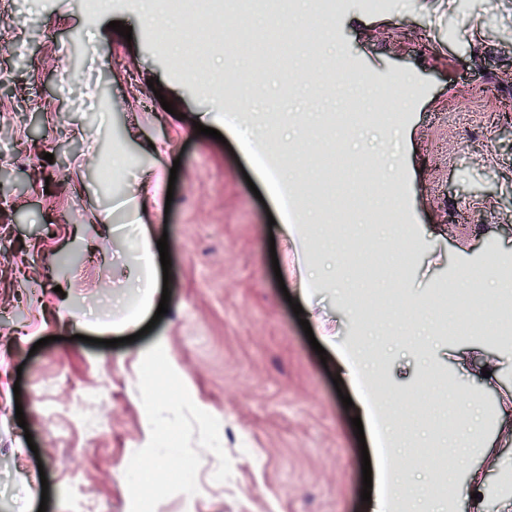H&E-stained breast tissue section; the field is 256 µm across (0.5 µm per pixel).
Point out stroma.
<instances>
[{
  "label": "stroma",
  "instance_id": "stroma-1",
  "mask_svg": "<svg viewBox=\"0 0 512 512\" xmlns=\"http://www.w3.org/2000/svg\"><path fill=\"white\" fill-rule=\"evenodd\" d=\"M143 7L112 0L90 13L75 0H0V512H84L97 502L111 512H376L380 481L361 499L363 461L380 465L373 432L356 438L357 410L340 399L357 398L356 386L312 349L293 299L337 342L368 336L393 394L385 415L406 443L397 471L431 503L434 451L420 441L442 443L453 430L432 420L439 397L512 404V364L485 378L489 338L455 327L467 280L512 278V0H339L331 34L314 0H294L274 20L230 17L226 27L256 33L275 25L302 69L283 77L259 43L247 61L255 81L232 92L215 86L238 63L223 30L204 31L212 51L200 67L182 53L181 22L163 0L151 18ZM112 21L130 26L131 38ZM13 41L23 54L6 51ZM63 66L73 74L66 88ZM349 80L393 101L394 112L314 134L328 113L358 111L338 95ZM221 97L248 103L242 121L255 135L289 139L281 162L305 189L301 223L325 224L314 188L330 171L382 168L385 258L346 264L359 181L336 195L339 237L296 253L268 223L280 214L277 197L225 126ZM198 121L220 139L197 134ZM135 192L157 206L136 213ZM142 224L168 240V312L113 348V319L138 305L127 263ZM346 268L382 298L373 318L328 283ZM308 271L318 282L304 299L298 281ZM440 288L458 298L444 314L433 304ZM452 349L460 361L449 360ZM190 395L200 413L167 424ZM90 420L99 423L92 433ZM152 430L171 451L147 482L131 483L133 465L151 466ZM487 434L489 451L449 464L455 512H473L475 468L485 478L482 512H502L512 437ZM189 465L190 496L179 476Z\"/></svg>",
  "mask_w": 512,
  "mask_h": 512
}]
</instances>
